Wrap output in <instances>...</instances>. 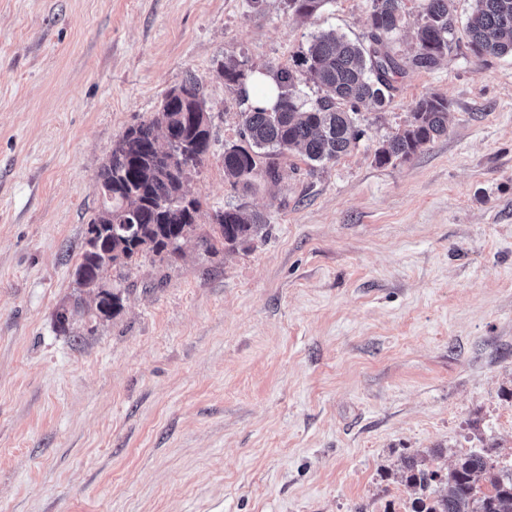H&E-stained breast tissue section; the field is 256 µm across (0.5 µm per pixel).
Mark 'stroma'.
<instances>
[{
    "label": "stroma",
    "mask_w": 512,
    "mask_h": 512,
    "mask_svg": "<svg viewBox=\"0 0 512 512\" xmlns=\"http://www.w3.org/2000/svg\"><path fill=\"white\" fill-rule=\"evenodd\" d=\"M474 8L454 0L440 65L360 106L354 148L246 192L224 180L242 107L220 64L295 68L311 34L363 39L371 0H0V512H411L409 458L512 465V55L470 52ZM191 74L201 229L228 205L268 225L111 269L122 308L96 317L74 277L95 175ZM432 94L447 134L378 164Z\"/></svg>",
    "instance_id": "stroma-1"
}]
</instances>
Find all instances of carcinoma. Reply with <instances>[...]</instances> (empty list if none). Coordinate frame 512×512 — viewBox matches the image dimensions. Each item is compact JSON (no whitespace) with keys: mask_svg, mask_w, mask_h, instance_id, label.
<instances>
[{"mask_svg":"<svg viewBox=\"0 0 512 512\" xmlns=\"http://www.w3.org/2000/svg\"><path fill=\"white\" fill-rule=\"evenodd\" d=\"M403 0H372L366 42H352L334 31L311 36L300 72L278 68L271 73L277 89L272 107L251 101L243 62L229 58L221 65L224 83L238 91L246 108L241 112V143L224 149V176L232 188H254L259 176L273 183L282 179L278 159L297 151L311 163H324L347 153L362 131L353 113L370 104L383 110L390 103L394 83L408 72L431 70L448 55L454 36L450 0H421L415 21L418 49L408 58L392 48L394 35L405 24ZM467 25L475 55H512V0H475ZM288 9L311 17L324 0H286ZM312 83L327 96L302 99L299 84ZM448 100L430 95L419 99L406 127L375 154L386 164L408 160L447 132ZM206 111L199 80L187 77L171 90L158 116L128 128L101 167L96 184L102 207L92 223L100 226L95 239L85 241L76 273L81 286L96 294L95 313L110 317L122 298L98 296L99 281L116 265H129L149 251L164 261L180 253L192 235L205 252L232 249L258 234L266 220L240 206L214 214L211 231L197 233L201 202L187 199L184 183L189 172L209 153L211 132L199 128L193 114ZM407 486L424 492L437 481L447 493L413 499L412 512H512V467L499 466L491 450L482 448L457 459L446 475L405 464Z\"/></svg>","mask_w":512,"mask_h":512,"instance_id":"cac0c4a2","label":"carcinoma"}]
</instances>
